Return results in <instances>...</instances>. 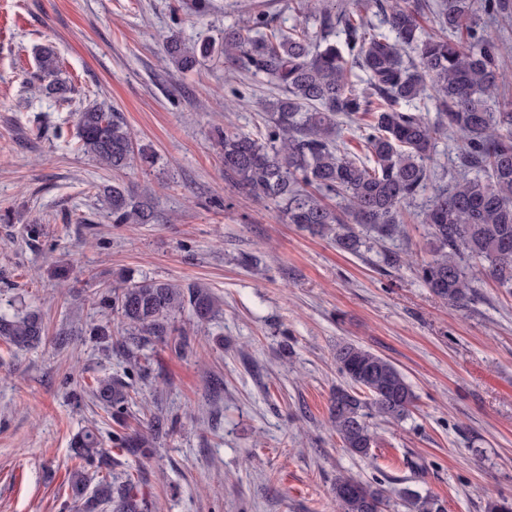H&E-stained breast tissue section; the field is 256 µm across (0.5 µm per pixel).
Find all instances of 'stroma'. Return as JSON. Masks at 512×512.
Returning <instances> with one entry per match:
<instances>
[{
	"mask_svg": "<svg viewBox=\"0 0 512 512\" xmlns=\"http://www.w3.org/2000/svg\"><path fill=\"white\" fill-rule=\"evenodd\" d=\"M298 6L211 0L200 16L185 0H0V306L40 310L48 329L31 349L0 340V512H75L70 441L90 425L115 431L89 395L107 377L131 386L126 431L151 412L170 433L88 473L132 474L151 512H340L341 475L386 489L387 512H409L404 487L446 512L512 500V290L482 276L455 307L424 284L432 187L400 236L340 251L238 194L208 138L226 117L262 136L280 89L221 61L181 72L162 59L170 33L217 39L267 12L286 28ZM47 42L71 87L64 100L40 91ZM91 104L118 112L135 147L155 153L153 168L123 176L152 186L155 223H113L100 201L113 174L75 130ZM119 273L204 284L220 312L194 327L189 349L158 342L131 367L83 330L109 320L97 292ZM344 343L392 361L416 395L405 421H376L368 459L328 419Z\"/></svg>",
	"mask_w": 512,
	"mask_h": 512,
	"instance_id": "1",
	"label": "stroma"
}]
</instances>
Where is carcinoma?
Here are the masks:
<instances>
[{
    "instance_id": "obj_1",
    "label": "carcinoma",
    "mask_w": 512,
    "mask_h": 512,
    "mask_svg": "<svg viewBox=\"0 0 512 512\" xmlns=\"http://www.w3.org/2000/svg\"><path fill=\"white\" fill-rule=\"evenodd\" d=\"M504 0H344L340 11L309 7L284 29L269 20L224 27L218 42L165 38L162 53L180 71L224 56L241 74H261L283 89L271 103L265 135L254 137L232 123L213 128L224 177L239 191L273 201L288 223L330 238L344 252L357 254L366 240L347 226V218L367 227L380 240L401 233L402 215L431 179L439 141L462 138L458 165L448 184L440 185L422 213L429 230L430 257L420 266L423 282L453 306L473 296L471 269L502 288H512V99L499 101L501 66L507 36L480 24V15L503 14ZM430 13L438 28L422 24ZM379 17L374 23L369 15ZM38 70L47 95L65 97L66 83L56 49L37 52ZM363 87H357V82ZM433 101L430 122L411 108ZM354 129L365 156L350 149L343 130ZM80 148L114 174L152 166L154 154L135 149L131 132L116 112L96 105L77 113ZM100 196L114 224H151L156 219L151 189L140 190L113 180ZM99 304L113 324L95 325L90 335L121 348L126 360L140 366L143 350L177 331L176 319L189 312L198 322L212 320L217 298L199 283L155 279L107 284ZM42 314L0 311V338L18 347L41 341ZM336 367L345 383L332 390L329 420L350 454L371 457L376 433L370 419L402 422L416 395L406 376L385 357L346 343L336 349ZM92 397L111 417L124 419L129 391L114 379L98 381ZM165 431L156 416L147 432L116 437L131 453L151 447ZM74 458L98 467L111 463L96 427L71 443ZM88 474L74 469L68 479L77 512H144L137 483L113 477L88 493ZM342 512H385L389 495L381 487L339 476L333 486ZM401 497L411 512H444L439 499L405 487Z\"/></svg>"
}]
</instances>
